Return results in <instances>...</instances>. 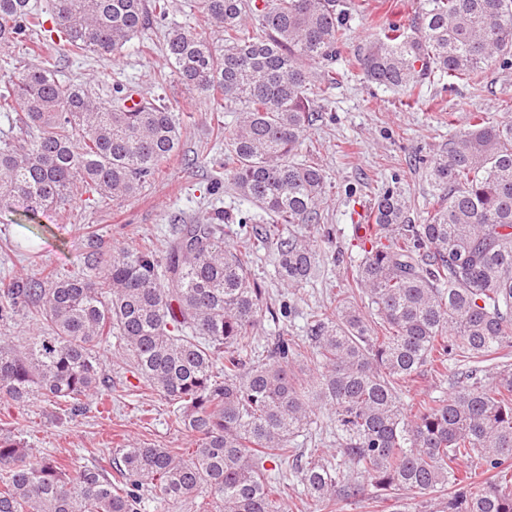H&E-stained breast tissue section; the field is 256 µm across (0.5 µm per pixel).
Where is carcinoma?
<instances>
[{
    "instance_id": "obj_1",
    "label": "carcinoma",
    "mask_w": 512,
    "mask_h": 512,
    "mask_svg": "<svg viewBox=\"0 0 512 512\" xmlns=\"http://www.w3.org/2000/svg\"><path fill=\"white\" fill-rule=\"evenodd\" d=\"M170 0H53L48 32L63 53L111 55L153 23ZM362 0H200L187 26L165 33L164 58L184 88L213 110L238 113L224 135V177L272 218L224 245L219 211L178 224L155 248L89 243L91 275H17L0 298V322L27 319L18 347L0 338V403L31 396L82 414L112 395L101 345L114 338L145 387L178 404L189 448L133 444L109 467L42 456L0 435V512H152L204 498L199 512H286L275 468L291 464L306 498L324 512L367 492L390 512H512V121L482 112L448 150L425 160L439 190L422 224L387 186L373 206L370 248L345 267L344 287L311 310L306 335H278L252 357L269 306L251 278L254 253L275 242L279 279L311 277L315 251L302 231L319 223L325 175L299 160L321 107L312 65L326 82ZM45 28L30 0H0V49ZM215 30L224 44L208 36ZM37 63L0 88V112L19 134L0 137V206L29 220L86 193L123 200L141 192L181 141L178 102L143 98L129 109L117 84L106 96L58 78V59ZM512 65V0H428L412 25H390L360 48L369 84L418 100L436 72L472 79ZM316 357L317 373L308 368ZM459 384L446 398L412 404L401 384L423 368ZM332 410L336 447L299 463L295 440L314 406ZM484 475L463 469L472 456Z\"/></svg>"
}]
</instances>
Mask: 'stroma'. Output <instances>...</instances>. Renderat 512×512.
<instances>
[{
    "label": "stroma",
    "mask_w": 512,
    "mask_h": 512,
    "mask_svg": "<svg viewBox=\"0 0 512 512\" xmlns=\"http://www.w3.org/2000/svg\"><path fill=\"white\" fill-rule=\"evenodd\" d=\"M197 2L171 0L166 23L154 25L145 35L152 53L128 47L113 57L60 61L61 80L91 91L120 84L148 97L178 99L180 150L161 164L154 180L136 197L108 201L87 193L31 222L0 214V290L15 275H36L47 266L62 275L85 272L88 231L108 243L117 239L135 247L149 242L162 252L172 236L173 222L201 223L218 210L257 215V208L240 203L224 179V142L217 139L216 129L231 123L233 113L210 111L164 63L167 24L188 22ZM426 3L366 0L367 17L355 15L348 22L349 39L333 64L335 84H312L315 98L325 107L302 145L303 155L317 158L327 180L322 220L310 229L317 263L311 278L291 290L277 275L275 246L257 252L250 266L252 277L265 289L273 308L291 306L288 317L265 319L256 336L258 345L281 333L304 335L309 310L334 299L343 286L344 266L363 254L364 240L354 231L357 210L371 209L382 188L396 184L411 197L414 212H424L437 195L427 176L426 159L447 148L467 128L471 113H485L493 121L507 117L512 69L493 66L475 81L433 74L420 101L408 106L392 92L367 84L352 68L355 49L381 27L407 22ZM115 348L112 342L104 346L103 367L112 380V396L106 404L89 403L83 415L70 418L39 398L23 405L2 403L0 434L24 440L45 454L71 456L78 466L107 464L115 449L132 442L189 447L188 437L175 422V404L138 387L128 366L116 359Z\"/></svg>",
    "instance_id": "1"
}]
</instances>
